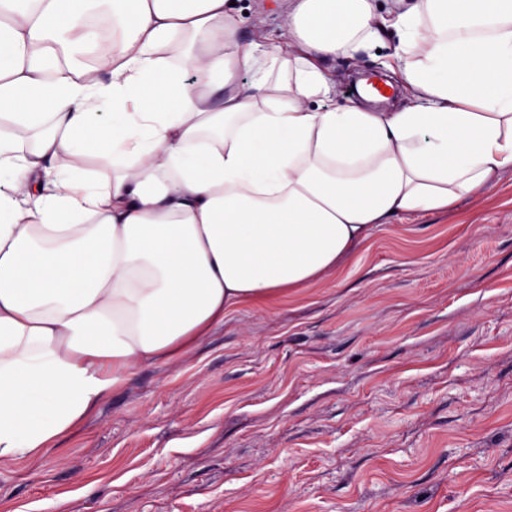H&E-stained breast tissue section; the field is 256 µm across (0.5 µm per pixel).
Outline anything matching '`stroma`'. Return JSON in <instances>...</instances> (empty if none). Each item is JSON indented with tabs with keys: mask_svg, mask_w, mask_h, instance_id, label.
<instances>
[{
	"mask_svg": "<svg viewBox=\"0 0 512 512\" xmlns=\"http://www.w3.org/2000/svg\"><path fill=\"white\" fill-rule=\"evenodd\" d=\"M383 60L321 65L342 102ZM0 512H512V172L137 368Z\"/></svg>",
	"mask_w": 512,
	"mask_h": 512,
	"instance_id": "35a3bbf8",
	"label": "stroma"
}]
</instances>
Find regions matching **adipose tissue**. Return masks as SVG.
<instances>
[{
  "label": "adipose tissue",
  "mask_w": 512,
  "mask_h": 512,
  "mask_svg": "<svg viewBox=\"0 0 512 512\" xmlns=\"http://www.w3.org/2000/svg\"><path fill=\"white\" fill-rule=\"evenodd\" d=\"M283 1L246 44L230 0H0L1 462L512 170V0ZM384 27L412 104L333 102L321 57ZM76 32L110 58L69 63Z\"/></svg>",
  "instance_id": "ef3b65f1"
}]
</instances>
